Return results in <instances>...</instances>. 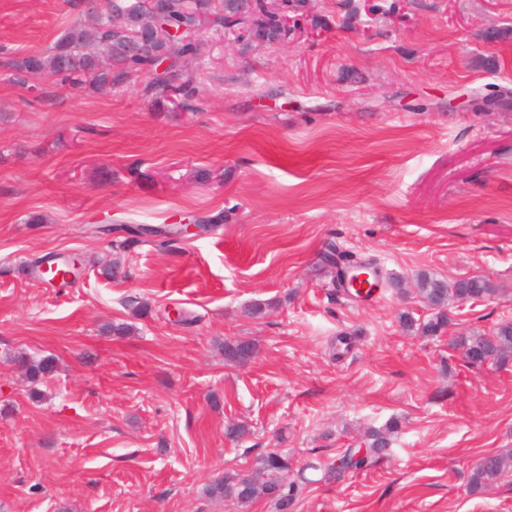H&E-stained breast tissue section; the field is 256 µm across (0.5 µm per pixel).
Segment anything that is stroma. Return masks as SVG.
Masks as SVG:
<instances>
[{
  "mask_svg": "<svg viewBox=\"0 0 512 512\" xmlns=\"http://www.w3.org/2000/svg\"><path fill=\"white\" fill-rule=\"evenodd\" d=\"M104 4L0 0V512H276L204 493L273 450L301 473L289 512H512V474L469 485L512 449V362L456 344L512 317V0H299L287 43L207 32L190 112L146 75L96 93L5 67ZM217 214L169 248L98 231ZM334 248L377 267L372 297L337 287ZM72 256L69 285L31 272ZM425 270L496 293L428 336L388 285ZM21 352L55 371L29 383ZM393 420L384 455L330 474ZM509 471H512V452L492 453L489 462L477 461L474 465L470 487L473 491L484 490Z\"/></svg>",
  "mask_w": 512,
  "mask_h": 512,
  "instance_id": "1",
  "label": "stroma"
}]
</instances>
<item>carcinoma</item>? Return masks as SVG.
Returning <instances> with one entry per match:
<instances>
[{
  "mask_svg": "<svg viewBox=\"0 0 512 512\" xmlns=\"http://www.w3.org/2000/svg\"><path fill=\"white\" fill-rule=\"evenodd\" d=\"M258 0H167L164 14L158 27L146 24L141 0H106V8L94 13L80 23L67 28L46 53H30L10 58L4 66L19 74L34 77L48 74L73 88H88L96 92L110 91L128 78L150 72L149 57L136 58L127 51L124 28L139 29L151 42L155 53L166 56L172 65L184 61L178 76L181 81L174 84L170 78L152 77L146 93L155 95V100H177L178 106L187 107L197 97L194 74L188 64L199 54V28L195 19L205 16L213 26L229 29L238 25L240 19H252L251 34L270 43L281 38L279 21L273 15L258 9ZM181 32L177 38L168 34V29ZM336 267L364 264L354 254L335 251L328 255ZM416 292L422 301L433 310L432 317L423 323L421 331L432 335L448 324V307L455 303L482 301L497 292L492 282L472 276L448 282L432 272H423L416 279ZM460 348L479 357H488L490 363L504 366L512 359V319L500 321L489 335L473 334L458 340ZM254 345L246 340L224 343V355L235 362L244 363L254 354ZM17 363L27 378L36 383L54 369L49 358L34 359L19 355ZM398 425L391 423L383 429H370L365 434V455L357 458L355 452L346 449L340 456L343 469L364 466L367 457L383 451L389 445L390 436ZM291 465L288 458L276 452H268L255 459L254 471L263 472V482L248 476L226 477L205 489L211 499L234 501L244 505L264 497L276 501L279 512H287L293 505L299 490L296 481L288 479ZM512 471V452L491 455L488 462L478 461L472 469L470 487L481 491L494 484L505 473Z\"/></svg>",
  "mask_w": 512,
  "mask_h": 512,
  "instance_id": "cac0c4a2",
  "label": "carcinoma"
}]
</instances>
